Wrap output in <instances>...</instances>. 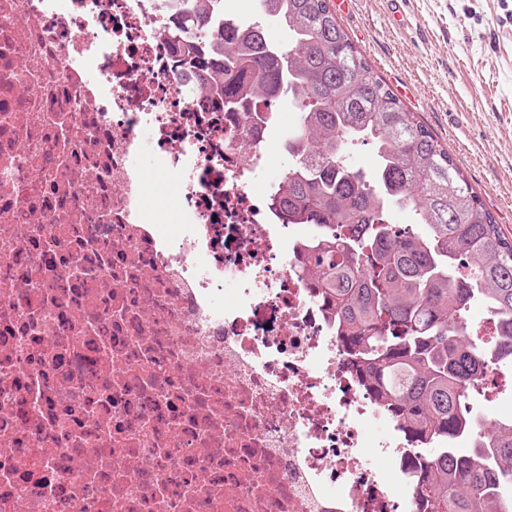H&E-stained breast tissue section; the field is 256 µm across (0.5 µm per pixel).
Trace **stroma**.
Wrapping results in <instances>:
<instances>
[{
    "label": "stroma",
    "instance_id": "stroma-1",
    "mask_svg": "<svg viewBox=\"0 0 512 512\" xmlns=\"http://www.w3.org/2000/svg\"><path fill=\"white\" fill-rule=\"evenodd\" d=\"M338 21L512 238V0H354Z\"/></svg>",
    "mask_w": 512,
    "mask_h": 512
}]
</instances>
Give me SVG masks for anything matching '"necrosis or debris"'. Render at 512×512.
<instances>
[{"label": "necrosis or debris", "mask_w": 512, "mask_h": 512, "mask_svg": "<svg viewBox=\"0 0 512 512\" xmlns=\"http://www.w3.org/2000/svg\"><path fill=\"white\" fill-rule=\"evenodd\" d=\"M172 25L0 0V512H416L269 128L198 94Z\"/></svg>", "instance_id": "necrosis-or-debris-1"}]
</instances>
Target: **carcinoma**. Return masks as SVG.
<instances>
[{"instance_id": "1", "label": "carcinoma", "mask_w": 512, "mask_h": 512, "mask_svg": "<svg viewBox=\"0 0 512 512\" xmlns=\"http://www.w3.org/2000/svg\"><path fill=\"white\" fill-rule=\"evenodd\" d=\"M188 2L198 32L224 26L223 54L187 45L192 66L224 58L199 92L221 99L246 128L266 122L268 103L286 99L298 111L279 200L285 223L314 234L295 267L359 374L417 439L415 482L427 512H512V418L468 406L485 363L512 366V239L448 150L374 75L331 0H258L243 25L223 21L224 0ZM271 25L286 40L272 41ZM354 140L375 149L368 175L341 157ZM395 209L412 212L425 232L395 231L384 222ZM475 299L496 325L486 346L461 334Z\"/></svg>"}]
</instances>
